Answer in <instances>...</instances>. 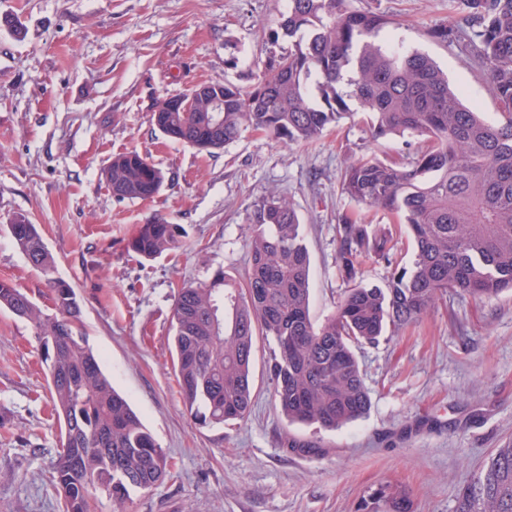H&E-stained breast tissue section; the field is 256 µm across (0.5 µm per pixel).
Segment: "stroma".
<instances>
[{"mask_svg": "<svg viewBox=\"0 0 512 512\" xmlns=\"http://www.w3.org/2000/svg\"><path fill=\"white\" fill-rule=\"evenodd\" d=\"M396 19L387 38L428 53L468 103L497 119L475 62L433 40L448 0H347ZM288 0H0V279L43 300L45 278L12 243L18 213L37 224L73 286L89 345L125 393L172 469L134 494L126 512H356L390 482L414 512H457L456 493L512 441V292L476 302L448 293L418 321L355 354L367 414L336 431L288 423L276 410L257 339L255 400L247 421L202 426L186 412L172 359L171 317L182 284L248 265L247 211L272 194L305 224L310 315L331 316L347 283L336 263L339 213L355 205L339 188L363 155L395 158L415 137L369 141L361 116L319 139L283 145L245 131L204 155L168 140L150 121L159 98L201 82L249 86ZM136 151L164 173L151 200L113 197L101 177L112 156ZM176 224L180 246L145 260L128 240L153 215ZM32 326L0 309V512H60L51 478L60 428ZM319 443L320 455L288 448Z\"/></svg>", "mask_w": 512, "mask_h": 512, "instance_id": "1", "label": "stroma"}]
</instances>
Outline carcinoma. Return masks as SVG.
I'll list each match as a JSON object with an SVG mask.
<instances>
[{
	"mask_svg": "<svg viewBox=\"0 0 512 512\" xmlns=\"http://www.w3.org/2000/svg\"><path fill=\"white\" fill-rule=\"evenodd\" d=\"M450 21L430 31L457 40L484 70L500 119L489 122L465 105L447 74L426 53L389 46L394 18L351 11L346 0H288L272 43L293 41L286 54L267 52L255 82L224 81L218 146L260 131L285 144L309 143L354 116L378 141L421 138L412 154L394 161L365 155L341 173V194L383 211L405 226L414 249L399 266L386 226L371 227L345 212L338 217L337 262L347 281L363 261L390 268L385 288L355 284L336 311L317 324L310 316V256L294 205L270 196L251 206L244 279L224 270L204 284L178 289L172 310L175 372L187 412L204 425L245 421L254 405L252 355L256 337L274 342L269 365L275 408L291 423L337 430L370 405L354 348L374 345L389 328L420 318L440 297L456 292L475 301L512 290V0H448ZM184 112L167 113L163 134L197 147L203 123L215 113L195 89ZM118 200L152 199L164 175L137 151L118 153L106 166ZM15 247L45 276L52 312L11 282L0 280V308L29 321L48 370L60 425L54 486L64 512H93L105 493L123 512L136 491L152 489L168 459L126 398L103 373L80 324L73 288L52 276L55 258L37 225L19 213L7 225ZM176 226L159 215L139 226L128 249L154 258L177 247ZM357 512H413L406 491L383 484ZM457 512H512V442L490 455L458 494Z\"/></svg>",
	"mask_w": 512,
	"mask_h": 512,
	"instance_id": "cac0c4a2",
	"label": "carcinoma"
}]
</instances>
